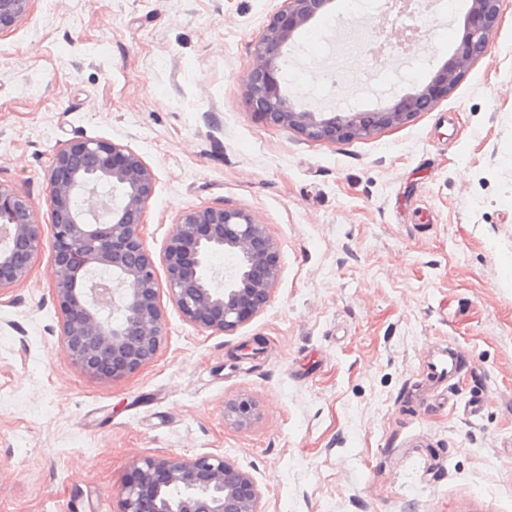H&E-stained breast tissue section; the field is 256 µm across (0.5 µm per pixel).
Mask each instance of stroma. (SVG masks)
Here are the masks:
<instances>
[{"label": "stroma", "instance_id": "stroma-1", "mask_svg": "<svg viewBox=\"0 0 512 512\" xmlns=\"http://www.w3.org/2000/svg\"><path fill=\"white\" fill-rule=\"evenodd\" d=\"M417 4L392 24L351 0L302 31L297 72L337 63L332 94L377 108L426 83L469 4ZM284 0H33L0 34V183L28 195L43 246L0 291V512H117L132 465L220 454L263 512H512V0L486 55L431 111L366 139L311 142L246 105L255 42ZM422 27L401 55L370 46ZM140 155L156 187L145 243L162 263L179 214L245 211L279 248L266 308L229 333L160 303L157 356L85 373L60 342L46 176L77 138ZM462 370L418 394L429 355ZM258 409L246 428L226 402ZM257 415L256 405L248 399H239L224 405V420L238 428L249 426Z\"/></svg>", "mask_w": 512, "mask_h": 512}]
</instances>
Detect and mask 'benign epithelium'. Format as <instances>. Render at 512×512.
<instances>
[{
  "label": "benign epithelium",
  "instance_id": "benign-epithelium-1",
  "mask_svg": "<svg viewBox=\"0 0 512 512\" xmlns=\"http://www.w3.org/2000/svg\"><path fill=\"white\" fill-rule=\"evenodd\" d=\"M468 2L461 41L429 82L382 108L316 112L288 97L284 53L331 0H284L253 48L247 105L263 123L314 142L367 138L399 127L449 96L487 53L503 0ZM29 6L30 0H0V34L21 22ZM48 191L61 343L88 374L123 377L154 359L166 335L157 267L143 236L153 171L122 145L76 139L56 154ZM42 245L30 197L0 183V291L28 277ZM217 251L236 263L215 284L202 267ZM164 261L168 295L183 319L215 333L233 331L262 311L280 272L278 245L265 225L245 212L210 206L178 216ZM101 270L111 273V287L97 284ZM257 415L248 399L224 405V420L238 428ZM133 473L120 490V512H262L253 478L222 455L145 457Z\"/></svg>",
  "mask_w": 512,
  "mask_h": 512
}]
</instances>
